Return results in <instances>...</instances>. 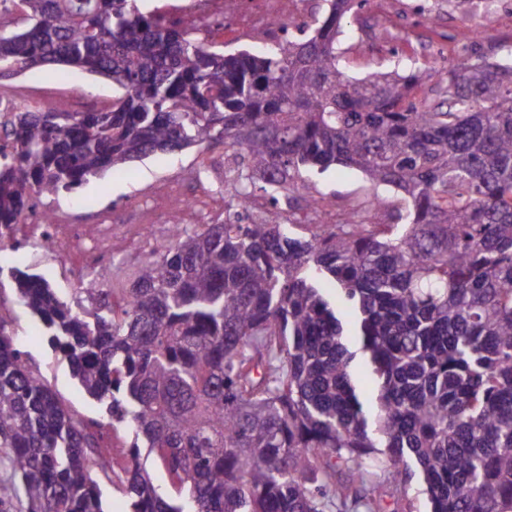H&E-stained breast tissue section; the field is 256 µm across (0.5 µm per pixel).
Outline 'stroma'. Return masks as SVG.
I'll use <instances>...</instances> for the list:
<instances>
[{
    "label": "stroma",
    "instance_id": "1",
    "mask_svg": "<svg viewBox=\"0 0 512 512\" xmlns=\"http://www.w3.org/2000/svg\"><path fill=\"white\" fill-rule=\"evenodd\" d=\"M223 32L212 33L216 44L257 48V36L267 14V0H246ZM141 9L161 8L176 18L207 21L222 12L221 0H140ZM341 65L351 76L399 68L422 73L434 61L453 62L462 52L474 51L493 60L512 53V9L485 0H467L464 9L448 7L446 0H365L343 22ZM118 91L111 80L70 68L47 65L0 78V101L13 109L50 104L59 112H92L111 106ZM233 159L223 146L208 151L191 147L156 152L130 163L123 175H103L84 184L77 194L43 199L39 211L53 214L60 224H72L87 248L84 257L70 263L41 248L32 249L28 272L47 279L62 297L75 300L79 283L110 269L109 288L128 287L137 268L157 248L171 240L175 223L220 224L234 204L224 191V171ZM310 192L333 196L339 204L376 194L394 199L388 187H373L359 171L336 166L313 177ZM192 200L184 208V200ZM0 305L12 312L10 331L27 355L30 367L62 396L78 416L97 420L93 433L113 454L126 459L133 435L125 425L100 424L102 409L72 377L63 355L55 351L40 330L37 318L19 302L12 283L0 286Z\"/></svg>",
    "mask_w": 512,
    "mask_h": 512
}]
</instances>
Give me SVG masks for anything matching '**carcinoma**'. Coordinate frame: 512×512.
Segmentation results:
<instances>
[{"instance_id":"1","label":"carcinoma","mask_w":512,"mask_h":512,"mask_svg":"<svg viewBox=\"0 0 512 512\" xmlns=\"http://www.w3.org/2000/svg\"><path fill=\"white\" fill-rule=\"evenodd\" d=\"M262 51L136 0H0V58L112 80L98 112H14L0 145V226L36 201L151 153L222 145L238 210L174 225L130 287L82 288L75 311L40 275L0 267L80 388L134 428L131 512H324L401 485L417 464L430 512H512V62L464 54L426 75L349 78L336 40L363 0H324ZM425 80L429 93L415 90ZM394 188L334 224L281 222L332 165ZM263 185L256 186V179ZM269 218L244 223L255 188ZM0 315V512H104L112 449L27 363ZM373 389L363 397L360 371ZM154 455L170 492L141 468Z\"/></svg>"}]
</instances>
